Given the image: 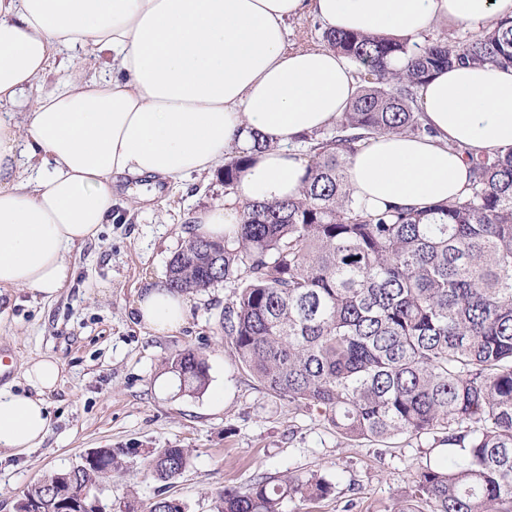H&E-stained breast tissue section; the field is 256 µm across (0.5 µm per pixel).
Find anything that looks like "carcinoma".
<instances>
[{
  "label": "carcinoma",
  "mask_w": 512,
  "mask_h": 512,
  "mask_svg": "<svg viewBox=\"0 0 512 512\" xmlns=\"http://www.w3.org/2000/svg\"><path fill=\"white\" fill-rule=\"evenodd\" d=\"M326 45L357 65L354 101L327 131L302 136L299 194L246 201L222 241L191 236L169 264L168 285L201 291L239 285L224 307V336L241 367L269 392L318 412L349 440L430 437L435 463L418 467L394 512H512V149L468 157L461 200L418 210L369 211L353 197L346 157L386 133L432 134L420 85L453 64L512 65V20L456 41L410 45L328 31ZM410 56L402 71L387 65ZM250 158L224 157L225 194ZM180 390L208 386L192 350L171 358ZM187 448H162L158 480L187 467ZM80 469L78 487L104 484ZM49 475L24 492L48 510ZM325 477L259 476L226 488L217 512H281L283 500L333 491Z\"/></svg>",
  "instance_id": "1"
}]
</instances>
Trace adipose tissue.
Listing matches in <instances>:
<instances>
[{
	"label": "adipose tissue",
	"mask_w": 512,
	"mask_h": 512,
	"mask_svg": "<svg viewBox=\"0 0 512 512\" xmlns=\"http://www.w3.org/2000/svg\"><path fill=\"white\" fill-rule=\"evenodd\" d=\"M308 11L331 31L418 42L450 24L493 28L512 19V0H0V288L55 297L69 255L112 222L116 175L178 183L258 135L271 150L253 152L228 201L194 215L197 234L223 239L243 201L296 195L302 135L330 126L356 91L344 56L288 48L289 19ZM419 94L432 135H381L348 160L366 209L461 199L466 154L512 149V67L445 68ZM133 313L172 333L190 302L161 282ZM22 376L25 392L0 388V451L38 447L51 430L60 361L30 359Z\"/></svg>",
	"instance_id": "obj_1"
}]
</instances>
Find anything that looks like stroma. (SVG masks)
Here are the masks:
<instances>
[{
    "label": "stroma",
    "mask_w": 512,
    "mask_h": 512,
    "mask_svg": "<svg viewBox=\"0 0 512 512\" xmlns=\"http://www.w3.org/2000/svg\"><path fill=\"white\" fill-rule=\"evenodd\" d=\"M114 199L121 221L102 225L97 239L70 255L73 275L56 298L0 292V347L16 350L0 383L23 391L24 363L45 353L64 370L47 396L50 435L40 447L0 459V512H14L31 485L103 447L138 451L105 486L104 499L115 504L133 499L144 507L163 494L185 512H216L224 488L247 487L260 474L302 480L315 473L333 483V492L315 501L284 499L282 512H393L429 460L431 440H348L317 412L264 389L224 337V307L236 283L191 293V315L176 332L156 334L134 319V301L167 275L192 233L194 213L223 203V179H122ZM185 349L209 366L202 393L181 392L166 370L168 358ZM154 448L189 449L185 471L156 480L148 457Z\"/></svg>",
    "instance_id": "stroma-1"
}]
</instances>
